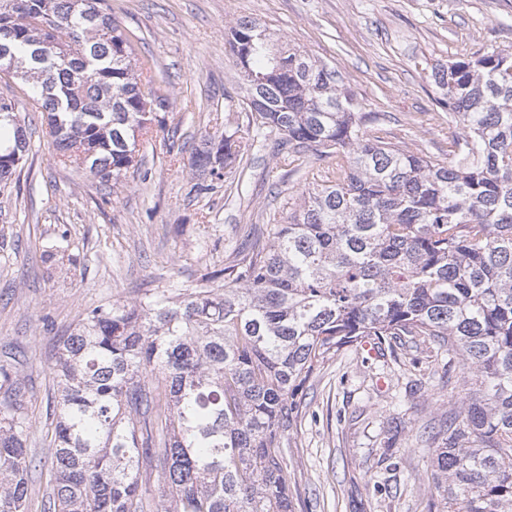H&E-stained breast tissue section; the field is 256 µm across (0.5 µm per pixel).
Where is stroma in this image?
I'll return each instance as SVG.
<instances>
[{"label":"stroma","mask_w":512,"mask_h":512,"mask_svg":"<svg viewBox=\"0 0 512 512\" xmlns=\"http://www.w3.org/2000/svg\"><path fill=\"white\" fill-rule=\"evenodd\" d=\"M122 28L139 35V57L168 76L172 110L139 142L141 164L99 189L63 168L45 133L40 102L19 117L31 133L27 160L0 195V362L22 361L31 512L50 491L47 404L55 354L86 312L189 288L220 269L247 225L285 209L328 158L306 153L285 171L269 149L237 163L213 192L192 194L189 168L170 146L202 136L253 135L227 28L253 19L339 72L364 111L380 113L388 138L444 157L460 126L438 102L432 67L512 51V0H109ZM178 128H169V121ZM448 353L427 346L350 348L326 361L303 389L284 461L298 512H427L433 452L419 435L462 397V368L433 377Z\"/></svg>","instance_id":"obj_1"}]
</instances>
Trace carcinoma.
Instances as JSON below:
<instances>
[{"instance_id":"1","label":"carcinoma","mask_w":512,"mask_h":512,"mask_svg":"<svg viewBox=\"0 0 512 512\" xmlns=\"http://www.w3.org/2000/svg\"><path fill=\"white\" fill-rule=\"evenodd\" d=\"M0 0V53L32 71L58 161L106 188L136 166L148 107L168 81L139 36L87 0ZM227 43L251 123L277 132L283 167L311 173L283 221L252 224L192 288L86 312L59 345L53 471L43 512H296L284 448L322 364L370 340L428 343L462 363L464 397L426 426L430 512H512V53L432 68L461 132L448 159L367 131L376 112L340 74L256 20ZM19 100L0 97V192L29 149ZM7 125H2V122ZM253 141L207 135L187 166L197 195ZM223 280L216 286L214 281ZM0 512H28L35 458L20 370L0 366ZM159 478L157 493L142 484Z\"/></svg>"}]
</instances>
